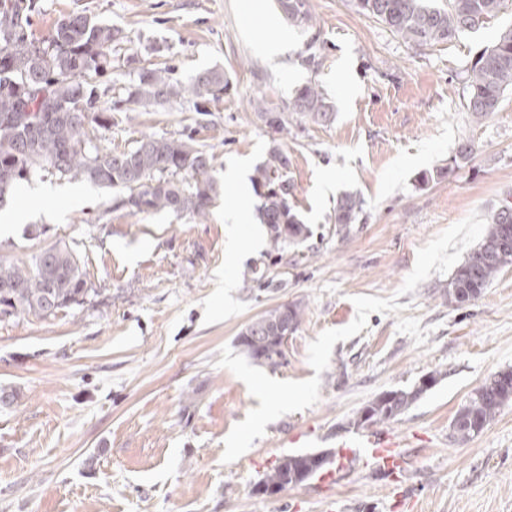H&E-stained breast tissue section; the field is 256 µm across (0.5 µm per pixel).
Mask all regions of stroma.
<instances>
[{"instance_id":"1","label":"stroma","mask_w":512,"mask_h":512,"mask_svg":"<svg viewBox=\"0 0 512 512\" xmlns=\"http://www.w3.org/2000/svg\"><path fill=\"white\" fill-rule=\"evenodd\" d=\"M266 27L244 25L242 0H34L30 33L46 39L73 12L126 36L97 80L108 149L143 136L193 138L216 178L286 152L291 201L312 230L300 248L270 240L229 259L225 215L256 224L257 198L222 190L204 219L130 214L122 190L33 176L0 213L30 211L0 236V260L31 263L54 244L76 249L89 294L50 316H0V512H512V404L456 443L457 410L512 367V267L459 307L448 281L512 202V92L496 112L465 108V73L512 7L459 39L418 46L352 0H308L312 28L288 27L276 0H255ZM289 47L261 50L277 34ZM184 81L207 68L224 96L114 110L140 67ZM335 118L294 120L278 134L255 105L286 111L307 83ZM472 152L459 159L460 143ZM447 176L418 185L421 173ZM358 194L347 236L330 216ZM297 303L301 322L282 365L255 364L236 340L264 312ZM439 380L387 423L408 452L399 485L377 474L352 419L380 393ZM355 447L343 477L274 495L253 491L279 458Z\"/></svg>"}]
</instances>
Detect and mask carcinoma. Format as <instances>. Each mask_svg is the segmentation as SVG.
<instances>
[{
  "mask_svg": "<svg viewBox=\"0 0 512 512\" xmlns=\"http://www.w3.org/2000/svg\"><path fill=\"white\" fill-rule=\"evenodd\" d=\"M363 15L386 25L407 42L423 45L448 42L481 28L498 15L509 0H354ZM283 20L304 29L312 25L308 0H278ZM25 0H0V19L7 13L24 12L23 25L10 33L0 30V202L17 183L39 173L58 178H80L100 187L128 191L134 214L171 212L194 218L207 216L220 191L214 176V156L183 139L144 136L128 151H112L89 137L92 123L106 126V109L96 106V76L109 64L108 50L123 39L122 32L86 14L61 19L37 53ZM466 109L482 118L500 105L512 90V28L500 33L467 69ZM229 86L224 70L209 68L183 83L170 70L143 67L126 88L125 102L141 107L162 106L191 97L196 106L220 99ZM257 118L274 132L288 131L290 118H307L326 124L333 107L315 84L296 90L288 112L257 108ZM288 155L279 149L269 153L251 178L258 198L256 212L267 226L275 248H298L312 235L290 202L292 185L286 178ZM363 201L345 193L331 216L336 233L348 234L357 223ZM487 233L457 267L448 281V300L464 305L477 299L505 267L512 266V243L507 257L497 245L512 232V212L502 208L486 219ZM89 292L84 262L73 248L58 244L41 250L32 263L0 261V313L46 317L80 302ZM300 305L279 306L256 319L263 327L287 323L298 327ZM237 343L259 365L277 367L284 354L272 338L258 346L239 335ZM508 378L502 384L487 378L457 411L451 436L467 442L480 434L502 407L512 403V368L499 371ZM420 397L414 387L391 389L368 402L356 414L353 426H377L403 415ZM332 453L318 460L314 453L279 458L257 485L272 495L300 485L323 472Z\"/></svg>",
  "mask_w": 512,
  "mask_h": 512,
  "instance_id": "1",
  "label": "carcinoma"
}]
</instances>
